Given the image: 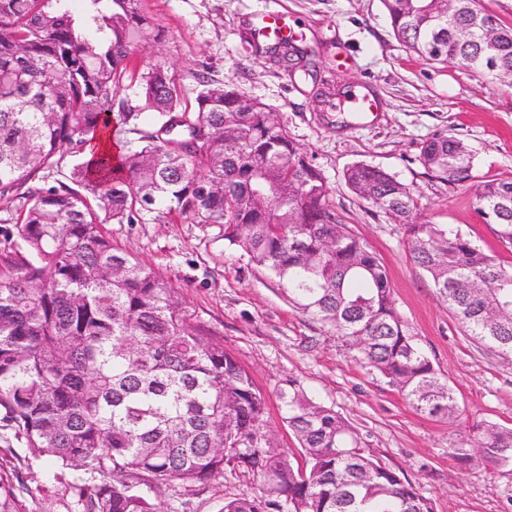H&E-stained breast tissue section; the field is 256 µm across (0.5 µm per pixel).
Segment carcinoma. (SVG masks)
Here are the masks:
<instances>
[{"mask_svg": "<svg viewBox=\"0 0 512 512\" xmlns=\"http://www.w3.org/2000/svg\"><path fill=\"white\" fill-rule=\"evenodd\" d=\"M0 0V197L27 205L21 247L0 276V421L59 470L102 477L76 484L82 512H167L134 492L140 482L206 483L231 468L257 479L256 497L221 512H433L430 499L362 445L333 407L300 381L279 386L295 454L266 432V399L224 340L191 327L178 289L112 244L103 224L144 213L219 227L228 246L268 272L289 303L320 322L417 411L450 418L456 398L398 315L384 265L339 223L321 171L267 120L266 105L206 70L188 104L160 57L136 58L163 30L142 0ZM395 36L432 62L512 77V27L459 0H382ZM496 28L494 59L475 21ZM474 27L467 42L453 32ZM295 45L274 60L300 67ZM127 80L154 123L121 113L130 147L84 153ZM419 162L449 185L473 188L483 220L512 247V179L478 180L462 140L438 136ZM54 177L55 184L34 186ZM349 188L405 225L414 263L478 342L512 355V267L459 231L421 221L413 191L357 163ZM512 471V428L488 423L451 448ZM304 461H299V458ZM0 477V512H18Z\"/></svg>", "mask_w": 512, "mask_h": 512, "instance_id": "cac0c4a2", "label": "carcinoma"}]
</instances>
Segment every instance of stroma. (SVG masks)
Returning a JSON list of instances; mask_svg holds the SVG:
<instances>
[{
	"label": "stroma",
	"mask_w": 512,
	"mask_h": 512,
	"mask_svg": "<svg viewBox=\"0 0 512 512\" xmlns=\"http://www.w3.org/2000/svg\"><path fill=\"white\" fill-rule=\"evenodd\" d=\"M143 7L165 39L139 53L166 60L185 101L195 97L197 71L207 68L212 79L266 104L307 150L327 180L338 220L383 263L398 314L447 379L458 410L450 419L415 411L336 336L293 309L272 277L229 247L214 225L178 216L164 223L147 214L135 224H106L113 244L179 289L191 325L222 335L264 394L267 429L281 448L298 447L278 397L281 381L294 377L341 413L367 448L432 501L434 512H512V472L465 464L450 452L473 425L512 427V355L464 332L412 261L403 227L344 180L346 168L359 162L386 170L413 189L425 219L458 229L512 265V250L496 225L484 222L472 190L432 178L418 160L423 142L451 135L472 149L478 179L512 178V82L409 52L382 0H144ZM267 10L286 12L301 27L307 73L287 76L249 43V29ZM356 91L373 95L377 111L339 112L325 102L326 95L339 100ZM25 206L14 195L0 198V264L18 250L16 224ZM0 475L16 486L20 512H77L74 481H100L74 470L59 474L1 426ZM258 493L256 479L238 472L155 491L172 512H220L226 499Z\"/></svg>",
	"instance_id": "1"
}]
</instances>
